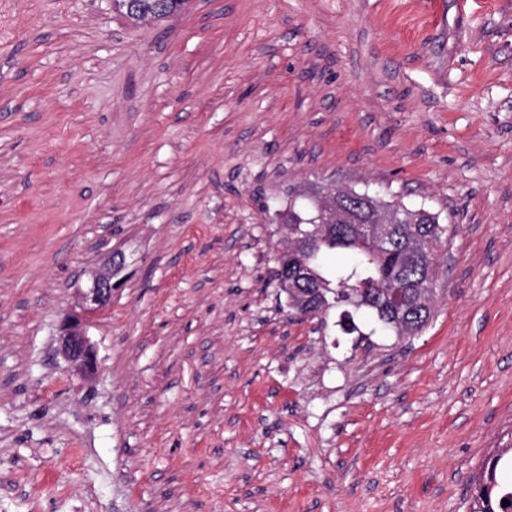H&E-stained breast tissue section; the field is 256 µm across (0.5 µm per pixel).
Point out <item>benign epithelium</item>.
Returning a JSON list of instances; mask_svg holds the SVG:
<instances>
[{"label": "benign epithelium", "instance_id": "obj_1", "mask_svg": "<svg viewBox=\"0 0 512 512\" xmlns=\"http://www.w3.org/2000/svg\"><path fill=\"white\" fill-rule=\"evenodd\" d=\"M347 192H349L348 188L333 185L320 191L323 209L328 219L344 218V212L335 195ZM362 245L372 247L379 252L387 250L391 245L389 225L368 224L363 227ZM417 248L431 257L433 279H438L439 257L447 247L430 242L425 246L419 244ZM126 267L127 258L122 251H109L104 257L102 266L92 271L90 285L85 289H78L77 307L68 312L60 323L57 351L70 364L73 372L80 376H89L97 368V356L87 336V329L112 305V297L120 290L123 283L120 274Z\"/></svg>", "mask_w": 512, "mask_h": 512}]
</instances>
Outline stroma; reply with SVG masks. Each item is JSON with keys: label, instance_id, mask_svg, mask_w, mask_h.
Listing matches in <instances>:
<instances>
[{"label": "stroma", "instance_id": "obj_1", "mask_svg": "<svg viewBox=\"0 0 512 512\" xmlns=\"http://www.w3.org/2000/svg\"><path fill=\"white\" fill-rule=\"evenodd\" d=\"M314 184L451 225L420 335L287 321L263 206ZM510 446L512 0H0V512H470ZM190 0H112V12L135 26L168 19L181 12ZM127 265L122 251H109L102 266L92 271L88 288L77 289L78 305L60 323L57 351L77 375L89 376L97 368V356L87 336V329L112 305V297L123 283L120 274Z\"/></svg>", "mask_w": 512, "mask_h": 512}]
</instances>
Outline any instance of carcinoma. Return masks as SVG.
<instances>
[{
    "instance_id": "1",
    "label": "carcinoma",
    "mask_w": 512,
    "mask_h": 512,
    "mask_svg": "<svg viewBox=\"0 0 512 512\" xmlns=\"http://www.w3.org/2000/svg\"><path fill=\"white\" fill-rule=\"evenodd\" d=\"M189 0H112V12L135 26L168 19L181 12ZM372 208L395 213L396 224L391 249L377 253L357 244L358 222L366 220L361 209L342 224L321 225L317 203L311 199L293 203L285 210L265 205L274 211L288 229V246L275 257L277 284L280 288L296 287L315 293L313 306L319 329L328 326L330 311L347 305L367 309L380 328L397 337L417 336L431 322L427 310L419 303L413 286L428 282L424 260L409 261L405 251L415 236L433 235L444 242L451 228L443 223L441 212L421 205L409 207L402 201L386 200L372 194ZM338 250L351 255L342 267L326 264V257ZM512 482V459L504 462L499 455L488 458L481 478L471 486V512H512V494H506ZM510 505L502 506L503 500Z\"/></svg>"
}]
</instances>
